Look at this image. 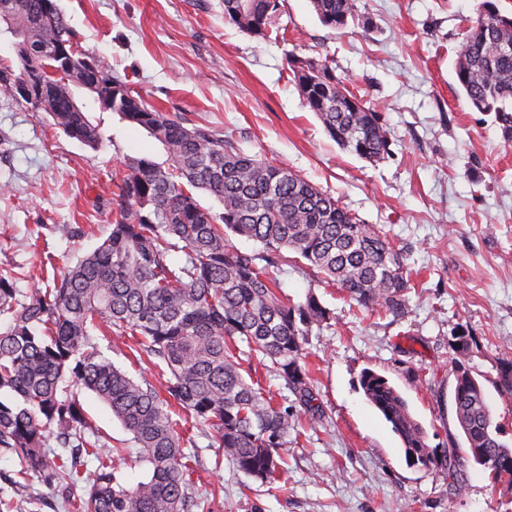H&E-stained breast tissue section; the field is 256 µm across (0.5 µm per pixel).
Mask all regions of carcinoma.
Segmentation results:
<instances>
[{"label":"carcinoma","instance_id":"carcinoma-1","mask_svg":"<svg viewBox=\"0 0 512 512\" xmlns=\"http://www.w3.org/2000/svg\"><path fill=\"white\" fill-rule=\"evenodd\" d=\"M320 23L345 29L355 19L354 0H311ZM224 20L253 37L265 38L280 0H223ZM28 43L33 70L49 64L68 76L51 97H25L48 113L68 137L97 148L101 128L68 102L89 82L93 99L121 120L143 128L167 159L124 161L119 213L103 242L80 257L53 285L18 297L0 278V448L18 455L14 484L45 473V435L60 429L58 445L69 454L62 468L72 482L96 462L84 493L68 501L70 512H188L192 482L184 431L172 419L176 402L212 429V447L245 475L263 484L284 471L282 450L295 431L297 414L274 401L244 366L252 360L284 381L306 410L315 397L302 360V345L332 313L314 295L295 302L282 294L269 267L284 249L316 269L321 280L357 306L395 317L407 312L412 288L406 256L384 229L366 224L330 194L282 165L244 154L232 139L213 130L185 127L147 104L113 76L99 59L78 48L76 35L56 0H0ZM67 43L68 56L53 55ZM306 105L341 148L378 162L389 153L388 133L378 112L336 77L325 59L289 60ZM457 83L480 112L509 121L512 112V17L493 0L468 27L455 63ZM215 197L222 211L203 207L196 192ZM260 243L263 253L238 249L229 234ZM174 252L183 259L174 262ZM130 336L139 361L167 376L163 388L136 380L93 342L92 331ZM246 345L240 350L238 343ZM454 406L467 457L487 456L491 479L512 478V447L500 440L482 387L465 362H454ZM77 384L96 394L132 435L145 479L127 484L112 465L123 449L112 448L90 429L73 398ZM360 387L400 438L408 461L455 475L456 445L438 454L407 401L383 375L365 370Z\"/></svg>","mask_w":512,"mask_h":512}]
</instances>
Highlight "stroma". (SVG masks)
<instances>
[{"label": "stroma", "mask_w": 512, "mask_h": 512, "mask_svg": "<svg viewBox=\"0 0 512 512\" xmlns=\"http://www.w3.org/2000/svg\"><path fill=\"white\" fill-rule=\"evenodd\" d=\"M483 0H355L341 31L319 22L310 0H280L269 38L224 20L222 0H58L82 50L187 127L232 137L245 154L286 166L403 249L414 287L404 318L367 312L292 251L269 271L294 301L315 295L333 318L307 336L305 362L319 407L300 413L286 471L271 485L245 476L188 427L197 495L193 512H512V487L463 460L455 479L407 461L401 442L366 401L364 369L389 379L425 428L430 447L460 431L452 345L464 356L512 444V397L501 370L512 360V125L477 111L453 65ZM326 59L379 113L390 153L371 163L341 149L305 104L287 57ZM106 136L97 149L56 128L44 112L0 95V276L26 293L106 237L129 157L164 162L162 146L117 113L92 108ZM76 224L66 238L55 225ZM80 409L110 445L130 484L143 480L131 436L95 394ZM20 459L0 451V502L11 512H68L80 495L59 471L53 484L13 481Z\"/></svg>", "instance_id": "35a3bbf8"}]
</instances>
